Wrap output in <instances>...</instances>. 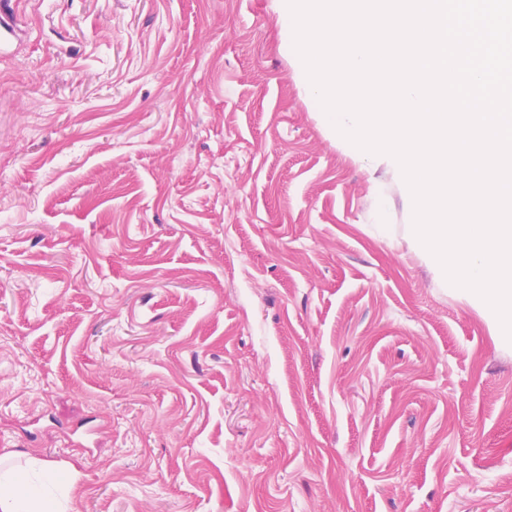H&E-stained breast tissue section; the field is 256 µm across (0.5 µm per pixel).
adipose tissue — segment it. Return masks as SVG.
<instances>
[{
  "label": "adipose tissue",
  "mask_w": 512,
  "mask_h": 512,
  "mask_svg": "<svg viewBox=\"0 0 512 512\" xmlns=\"http://www.w3.org/2000/svg\"><path fill=\"white\" fill-rule=\"evenodd\" d=\"M68 475L39 459H29L26 468L9 466L0 456V512H71L59 490Z\"/></svg>",
  "instance_id": "obj_1"
}]
</instances>
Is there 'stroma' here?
<instances>
[{"label": "stroma", "mask_w": 512, "mask_h": 512, "mask_svg": "<svg viewBox=\"0 0 512 512\" xmlns=\"http://www.w3.org/2000/svg\"><path fill=\"white\" fill-rule=\"evenodd\" d=\"M0 455L75 512H512V343L409 237L281 0H18Z\"/></svg>", "instance_id": "stroma-1"}]
</instances>
